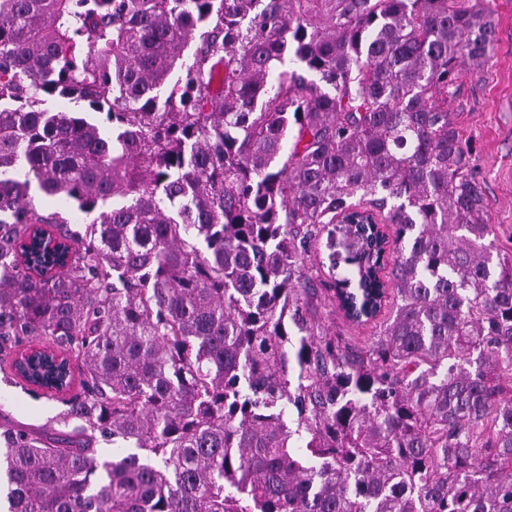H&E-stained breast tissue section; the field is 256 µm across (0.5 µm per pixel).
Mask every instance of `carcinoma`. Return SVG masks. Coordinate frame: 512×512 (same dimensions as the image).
<instances>
[{
  "label": "carcinoma",
  "mask_w": 512,
  "mask_h": 512,
  "mask_svg": "<svg viewBox=\"0 0 512 512\" xmlns=\"http://www.w3.org/2000/svg\"><path fill=\"white\" fill-rule=\"evenodd\" d=\"M479 4L0 0V373L82 376L70 431L0 424L7 512H512V256L448 111ZM349 217L390 227V280L321 279ZM389 289L361 347L316 315ZM41 341L62 370L27 378ZM47 106L54 109V110H63V111H69V112H86L81 114L82 116L87 117L90 121L93 123H97L102 126H107L106 122V116L105 113H94L88 111V109L85 107V105L81 103H76L73 100L69 98H63V97H54L50 98L47 101Z\"/></svg>",
  "instance_id": "obj_1"
}]
</instances>
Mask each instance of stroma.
Wrapping results in <instances>:
<instances>
[{
    "mask_svg": "<svg viewBox=\"0 0 512 512\" xmlns=\"http://www.w3.org/2000/svg\"><path fill=\"white\" fill-rule=\"evenodd\" d=\"M495 24V41L481 64H466L458 92L448 99L465 138L475 150L474 174L482 183L491 236L512 254V0H482ZM64 410L51 400L0 377V414L39 430Z\"/></svg>",
    "mask_w": 512,
    "mask_h": 512,
    "instance_id": "obj_1",
    "label": "stroma"
}]
</instances>
